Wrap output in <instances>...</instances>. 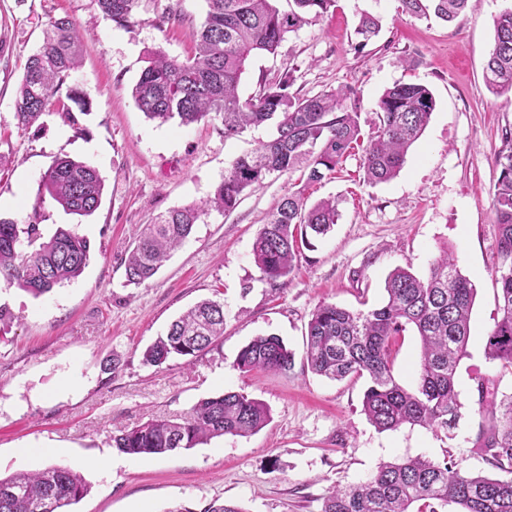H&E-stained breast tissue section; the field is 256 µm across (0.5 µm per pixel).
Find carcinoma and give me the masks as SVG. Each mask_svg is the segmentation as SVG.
Segmentation results:
<instances>
[{"mask_svg": "<svg viewBox=\"0 0 512 512\" xmlns=\"http://www.w3.org/2000/svg\"><path fill=\"white\" fill-rule=\"evenodd\" d=\"M103 15L119 26L130 23L137 0H96ZM276 0H206L207 10L192 33L193 51L183 61L157 56L149 61L132 89L146 118L164 124L172 119L188 126L202 119L218 120L224 137L249 127L274 129L270 140L237 158L216 187L213 197L174 208L156 217L137 237L126 257L127 282L142 285L189 237L209 210L230 212L241 195L261 187L273 175L302 172L304 183L282 197L269 213L252 245L260 279L272 286L294 270L308 234L325 235L337 223L336 201L308 203L306 189L336 172L360 144L359 94L351 86L308 96L292 91L296 68L285 64L276 80L247 98L238 86L252 59L277 54L285 38L335 5V0H290L282 12ZM402 12L414 17L434 15L452 23L460 19L467 0H400ZM380 20L363 14L355 32L365 47L379 32ZM494 43L485 79L499 95H512V9L494 19ZM81 51L72 22L52 17L41 47L30 55L14 99L17 124L35 123L52 106L83 113L90 105L70 86L60 91L80 64ZM431 90L418 83H398L379 98L374 131L362 148L364 179L371 184L395 178L410 147L420 138L435 111ZM499 177L492 202L497 228L496 281L499 318L486 336L484 355L496 375L476 385L482 422L473 449L498 474L463 475L455 463L416 457L381 464L365 482L336 486L323 500L321 512H512V395L499 394L500 378L512 374V149L497 155ZM104 181L83 161L55 160L39 180V194H48L62 209L89 216L101 205ZM91 254L90 241L60 228L48 239L40 225L19 224L0 217V278L40 297L77 279ZM386 298L375 308L348 310L332 303L317 305L308 322L305 360L315 374L332 380H368L362 411L379 430L403 425L449 430L461 418L456 389L460 361L467 356L470 316L476 288L459 272L456 259L443 249L421 279L405 268L385 281ZM413 329L421 343L417 377L401 384L394 375L398 340ZM224 335V305L203 300L189 308L144 352V361L160 367L174 357L193 358ZM244 372H286L294 355L282 338L258 336L237 358ZM270 420L269 408L241 392L200 400L190 418L152 420L124 429L113 446L133 455H161L190 449L224 435L248 436ZM89 492L80 473L49 466L35 473L0 477V512H68Z\"/></svg>", "mask_w": 512, "mask_h": 512, "instance_id": "cac0c4a2", "label": "carcinoma"}]
</instances>
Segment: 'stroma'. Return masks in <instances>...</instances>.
Returning a JSON list of instances; mask_svg holds the SVG:
<instances>
[{
  "instance_id": "obj_1",
  "label": "stroma",
  "mask_w": 512,
  "mask_h": 512,
  "mask_svg": "<svg viewBox=\"0 0 512 512\" xmlns=\"http://www.w3.org/2000/svg\"><path fill=\"white\" fill-rule=\"evenodd\" d=\"M512 0H468L462 22L418 19L399 0H337L322 19L289 34L277 56L253 60L240 86L255 94L284 64L297 66L295 91L313 95L341 85L360 95L363 136L372 132L383 91L400 82L427 86L436 108L394 179L363 178L359 152L336 174L311 185L310 202L333 198L340 217L326 236L302 247L278 286L262 281L252 244L298 173L270 176L231 212L210 211L147 284L126 285L123 260L158 214L213 193L231 164L273 135L271 126L225 138L219 121L184 127L148 120L132 88L156 52L183 60L205 0H139L129 26L106 19L95 0H0V216L38 222L44 235L76 228L92 246L74 282L41 297L0 280V304L14 320L0 330V477L50 465L73 468L90 486L74 512H204L214 501L245 512H320L336 485L355 486L380 463L407 457L452 458L464 474L490 466L472 446L480 416L477 378L495 374L485 337L497 320L492 212L498 153L512 132V98L493 93L484 65L493 20ZM381 30L357 48L362 14ZM69 17L83 53L73 73L90 114L46 110L18 126L13 100L27 58L42 43L48 17ZM69 157L99 171L105 192L91 216L38 198L42 173ZM475 285L468 357L457 390L462 417L453 433L405 425L381 431L362 411L366 378L334 381L312 373L305 334L320 302L366 310L386 296L395 268L426 276L442 249ZM224 305V336L192 363L162 367L142 354L170 322L204 299ZM280 336L294 353L287 372H243L240 349L259 335ZM120 367L109 371L112 359ZM228 391L266 403L270 422L257 433L218 437L164 455L116 454L120 430L151 419L188 416L200 400ZM116 457L110 472L99 459Z\"/></svg>"
}]
</instances>
